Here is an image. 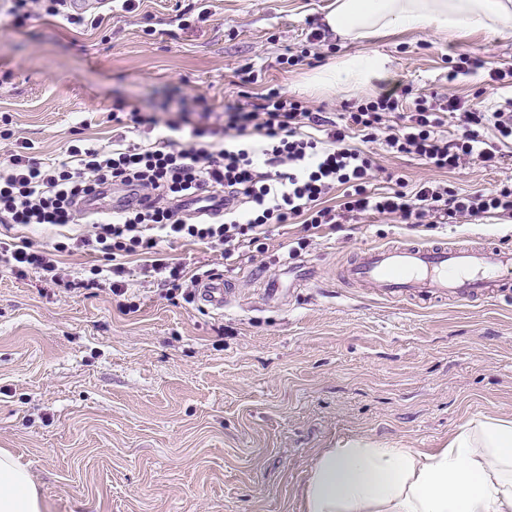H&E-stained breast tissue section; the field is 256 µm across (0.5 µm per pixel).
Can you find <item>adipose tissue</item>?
<instances>
[{
    "label": "adipose tissue",
    "mask_w": 512,
    "mask_h": 512,
    "mask_svg": "<svg viewBox=\"0 0 512 512\" xmlns=\"http://www.w3.org/2000/svg\"><path fill=\"white\" fill-rule=\"evenodd\" d=\"M321 22L363 45L397 31L496 37L512 31V0H333ZM391 66L388 55L363 49L318 69L310 86L357 92ZM0 512H42L28 470L5 451ZM303 512H512V419L468 420L434 451L365 437L323 449L303 489Z\"/></svg>",
    "instance_id": "ef3b65f1"
}]
</instances>
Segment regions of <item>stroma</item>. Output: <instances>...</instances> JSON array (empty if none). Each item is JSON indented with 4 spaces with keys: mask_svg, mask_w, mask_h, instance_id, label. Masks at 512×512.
<instances>
[{
    "mask_svg": "<svg viewBox=\"0 0 512 512\" xmlns=\"http://www.w3.org/2000/svg\"><path fill=\"white\" fill-rule=\"evenodd\" d=\"M331 0H119L95 28L36 16L0 17V155L20 142L62 158L75 136L112 140L115 105L162 111L200 95L213 114L277 86L327 113L351 94L308 90L319 67L359 52L326 34V50L297 66ZM390 77L415 92L454 94L491 112L512 99L488 77L512 62V34L446 38L398 31L373 44ZM486 68L449 80L461 55ZM495 168L436 171L380 154L385 173L459 192L512 179V144ZM297 224L271 226L268 250L223 261L203 244L166 243L164 255L214 268L232 290L216 309L175 304L141 257L125 259L128 291L64 290L0 267V449L25 466L45 512H302L318 453L370 437L423 451L466 421L512 419V291L469 304L390 301L343 284L361 249L401 240L491 242L512 248V219L413 229L370 216L287 256ZM136 303L125 313L123 304Z\"/></svg>",
    "mask_w": 512,
    "mask_h": 512,
    "instance_id": "1",
    "label": "stroma"
}]
</instances>
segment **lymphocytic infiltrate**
<instances>
[{
	"label": "lymphocytic infiltrate",
	"mask_w": 512,
	"mask_h": 512,
	"mask_svg": "<svg viewBox=\"0 0 512 512\" xmlns=\"http://www.w3.org/2000/svg\"><path fill=\"white\" fill-rule=\"evenodd\" d=\"M66 0H9L13 25L44 13L73 26H97V16L65 12ZM411 109H404V101ZM401 122H390L391 114ZM461 132L448 139L450 116ZM120 132L108 145H71L62 160L31 156L27 143L0 161V225L40 224L65 227L88 224L79 248L111 261L114 295H125L126 269L120 259L149 258L169 299L193 302L195 289L213 270L187 273L181 262L161 258L162 241L210 245L224 259L242 249L264 252L274 224L302 223L305 237L289 248L295 257L305 250L309 231L343 228L366 216L386 215L411 227L437 228L461 220L512 218V181L490 191L460 193L435 181L407 187L396 180L381 191L374 180L380 166L370 143H382L390 154L412 155L436 170L453 171L467 164L497 166L501 153L483 138L490 125L501 139L512 140V123L501 112L467 109L458 97L413 95L410 87L345 105L339 119L323 115L307 102L271 88L254 109L240 104L224 108L223 121L192 122L187 115L159 121L154 113L115 106L109 114ZM159 128L147 146L126 144L128 133ZM360 136L362 147L350 144ZM124 196L111 215L95 212V203L112 188ZM335 205H326L330 193ZM66 244L37 247L31 242L0 241V265L20 277L39 274L53 284L64 276L56 256Z\"/></svg>",
	"instance_id": "obj_1"
}]
</instances>
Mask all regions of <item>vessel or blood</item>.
Masks as SVG:
<instances>
[{
	"label": "vessel or blood",
	"mask_w": 512,
	"mask_h": 512,
	"mask_svg": "<svg viewBox=\"0 0 512 512\" xmlns=\"http://www.w3.org/2000/svg\"><path fill=\"white\" fill-rule=\"evenodd\" d=\"M340 279L393 301L424 305L446 297L471 303L512 289V249L420 242L373 246L344 266Z\"/></svg>",
	"instance_id": "obj_1"
}]
</instances>
